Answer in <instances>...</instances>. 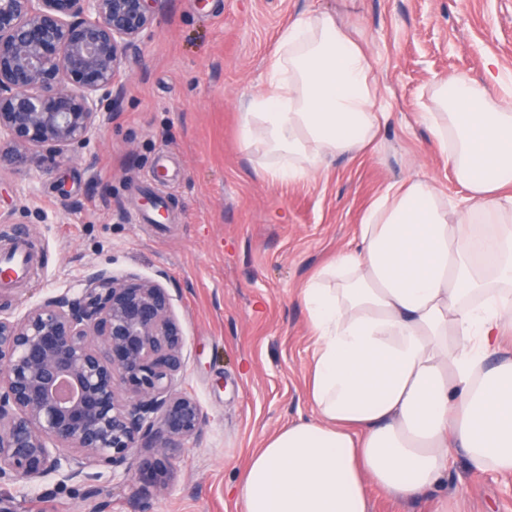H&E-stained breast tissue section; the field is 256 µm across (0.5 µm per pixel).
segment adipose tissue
Returning <instances> with one entry per match:
<instances>
[{"mask_svg": "<svg viewBox=\"0 0 512 512\" xmlns=\"http://www.w3.org/2000/svg\"><path fill=\"white\" fill-rule=\"evenodd\" d=\"M240 109L241 146L273 183L363 155L389 119L369 55L327 9L281 31ZM421 116L465 194L390 185L356 247L305 282L313 415L251 455L243 512H372L370 489L417 498L460 452L512 475V78L448 75Z\"/></svg>", "mask_w": 512, "mask_h": 512, "instance_id": "ef3b65f1", "label": "adipose tissue"}]
</instances>
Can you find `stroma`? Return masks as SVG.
<instances>
[{"mask_svg":"<svg viewBox=\"0 0 512 512\" xmlns=\"http://www.w3.org/2000/svg\"><path fill=\"white\" fill-rule=\"evenodd\" d=\"M316 8L336 11L368 49L390 120L366 156L271 183L240 145L239 101L262 86L281 29ZM491 58L512 75V0H158L94 158L43 173L0 166V210L30 211L37 265L0 288V303L23 314L45 295L79 292L96 268L166 273L187 355L176 388L199 401L204 432L181 450L167 490L129 479L96 500L51 481L15 494L16 512H96L101 500L107 512H241L233 489L252 452L313 415L300 288L355 247L364 210L389 184L421 177L462 197L417 104L449 74L486 80ZM147 194L167 205L165 223L142 206ZM447 494L463 512H512V476L472 470L462 455L405 507L370 492L373 512H431Z\"/></svg>","mask_w":512,"mask_h":512,"instance_id":"obj_1","label":"stroma"}]
</instances>
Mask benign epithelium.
<instances>
[{"label": "benign epithelium", "instance_id": "7a95c632", "mask_svg": "<svg viewBox=\"0 0 512 512\" xmlns=\"http://www.w3.org/2000/svg\"><path fill=\"white\" fill-rule=\"evenodd\" d=\"M158 0H0V140L17 166L90 150L123 97L126 50ZM164 274L102 268L77 295L0 309V485L80 482L90 498L139 478L165 487L198 441L199 402Z\"/></svg>", "mask_w": 512, "mask_h": 512}]
</instances>
